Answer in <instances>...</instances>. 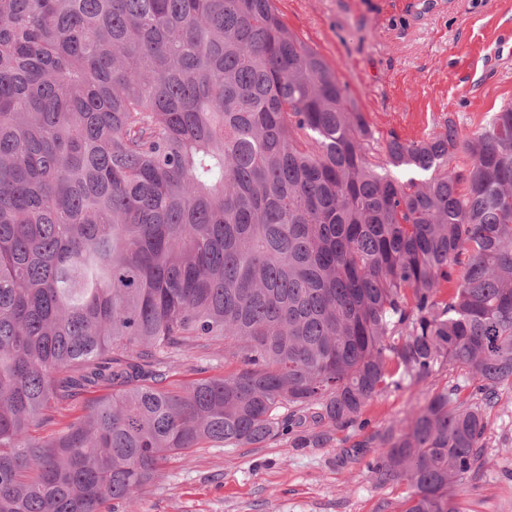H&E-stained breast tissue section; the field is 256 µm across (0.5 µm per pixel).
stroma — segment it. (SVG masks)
<instances>
[{"instance_id": "obj_1", "label": "stroma", "mask_w": 512, "mask_h": 512, "mask_svg": "<svg viewBox=\"0 0 512 512\" xmlns=\"http://www.w3.org/2000/svg\"><path fill=\"white\" fill-rule=\"evenodd\" d=\"M289 29L349 84L377 141H416L446 120L470 137L512 103V0H277ZM442 368L370 402L355 426H319L242 448L211 444L169 460L160 477L115 512H401L406 485H379L376 451L385 433L428 392L460 382ZM481 468L458 500L463 512H512V388L484 411Z\"/></svg>"}]
</instances>
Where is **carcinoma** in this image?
<instances>
[{
	"instance_id": "cac0c4a2",
	"label": "carcinoma",
	"mask_w": 512,
	"mask_h": 512,
	"mask_svg": "<svg viewBox=\"0 0 512 512\" xmlns=\"http://www.w3.org/2000/svg\"><path fill=\"white\" fill-rule=\"evenodd\" d=\"M444 365L372 462L403 512H460L512 388L511 105L377 146L275 0H0V512L131 504ZM215 375H224V358L207 357L198 359L196 357H184L170 373L168 383L172 385H183L196 379L206 378Z\"/></svg>"
}]
</instances>
